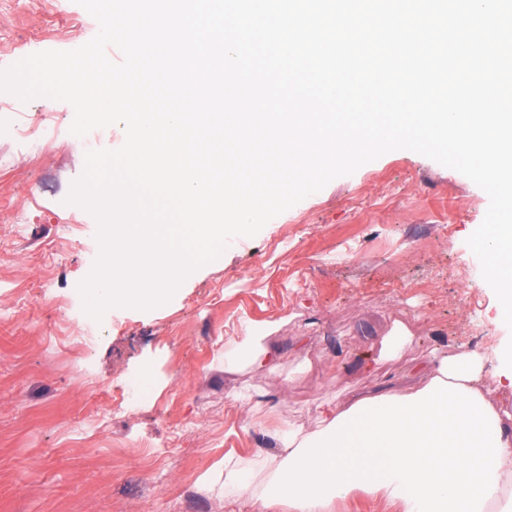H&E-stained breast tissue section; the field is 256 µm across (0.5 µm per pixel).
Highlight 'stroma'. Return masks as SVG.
<instances>
[{
    "label": "stroma",
    "mask_w": 512,
    "mask_h": 512,
    "mask_svg": "<svg viewBox=\"0 0 512 512\" xmlns=\"http://www.w3.org/2000/svg\"><path fill=\"white\" fill-rule=\"evenodd\" d=\"M97 31L75 0H0V70ZM23 111L32 123L53 112L58 137L37 150L0 111V308L13 310L0 319V512H252L249 496L224 499L227 453L277 468L275 430L318 431V403L418 387L423 368L463 350L490 368L496 340L512 339L467 244L487 194L395 150L227 246L223 265L164 305L115 310L84 350L68 338L87 317L79 286L100 252L98 222L67 198L87 148H118L125 131L75 136L73 107L43 96ZM412 314L408 343L388 357ZM243 320L277 356L228 371ZM145 372L149 388L130 403Z\"/></svg>",
    "instance_id": "1"
}]
</instances>
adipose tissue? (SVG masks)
<instances>
[{
	"label": "adipose tissue",
	"mask_w": 512,
	"mask_h": 512,
	"mask_svg": "<svg viewBox=\"0 0 512 512\" xmlns=\"http://www.w3.org/2000/svg\"><path fill=\"white\" fill-rule=\"evenodd\" d=\"M486 374L484 356L463 351L417 390L318 404L317 432L279 430L285 457L267 480L263 461L225 455L224 497L248 487L254 512H324L364 483L401 512H512V425L486 400Z\"/></svg>",
	"instance_id": "adipose-tissue-1"
}]
</instances>
